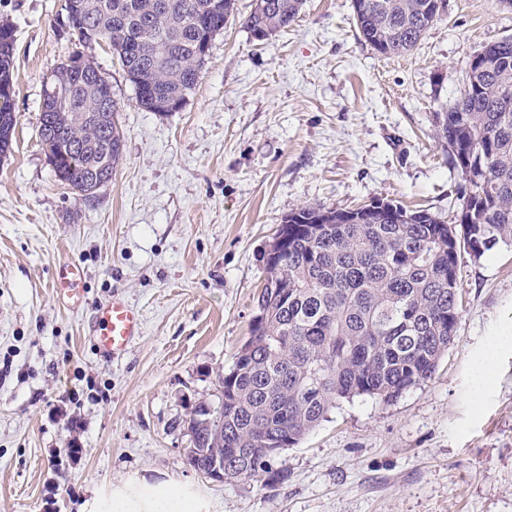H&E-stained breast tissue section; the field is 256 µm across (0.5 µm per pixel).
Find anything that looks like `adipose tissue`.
Instances as JSON below:
<instances>
[{
	"label": "adipose tissue",
	"mask_w": 512,
	"mask_h": 512,
	"mask_svg": "<svg viewBox=\"0 0 512 512\" xmlns=\"http://www.w3.org/2000/svg\"><path fill=\"white\" fill-rule=\"evenodd\" d=\"M91 512H200L199 503L182 488L140 481L137 487L120 490L111 501L94 500Z\"/></svg>",
	"instance_id": "obj_1"
}]
</instances>
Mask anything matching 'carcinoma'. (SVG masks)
<instances>
[{
    "instance_id": "obj_1",
    "label": "carcinoma",
    "mask_w": 512,
    "mask_h": 512,
    "mask_svg": "<svg viewBox=\"0 0 512 512\" xmlns=\"http://www.w3.org/2000/svg\"><path fill=\"white\" fill-rule=\"evenodd\" d=\"M68 36L82 46L107 40L138 104L161 113L185 102L205 64L200 46L224 30L235 0H75ZM303 0H255L243 25L266 40L288 27ZM358 30L383 57L410 53L440 18L438 0H352ZM13 26L0 21V83L13 82ZM463 90L434 114L436 136L461 175L466 217L447 222L425 210L379 199L350 210L302 207L277 234L288 237L282 261L264 269L260 319L221 380L224 401L184 420L186 456L195 470L215 458L255 481L269 472V448H290L343 399L390 402L431 379L455 340L459 254L475 258L512 239V36L482 47ZM105 76L88 64L72 77L60 70L66 112L41 113L56 128L52 160L74 149V164L51 163L57 180L89 200L99 177L122 155L112 100L98 95ZM14 102L0 94V153L12 144ZM380 212L367 220L362 212Z\"/></svg>"
}]
</instances>
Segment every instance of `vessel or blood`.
I'll list each match as a JSON object with an SVG mask.
<instances>
[{
	"label": "vessel or blood",
	"instance_id": "1",
	"mask_svg": "<svg viewBox=\"0 0 512 512\" xmlns=\"http://www.w3.org/2000/svg\"><path fill=\"white\" fill-rule=\"evenodd\" d=\"M55 286L58 296L68 307L76 309L82 306L85 273L79 264H61L56 271ZM143 333L144 321L141 313L117 294L97 308L90 329L98 354L109 360L125 354L134 340Z\"/></svg>",
	"mask_w": 512,
	"mask_h": 512
}]
</instances>
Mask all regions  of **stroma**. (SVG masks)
Listing matches in <instances>:
<instances>
[{
    "instance_id": "stroma-1",
    "label": "stroma",
    "mask_w": 512,
    "mask_h": 512,
    "mask_svg": "<svg viewBox=\"0 0 512 512\" xmlns=\"http://www.w3.org/2000/svg\"><path fill=\"white\" fill-rule=\"evenodd\" d=\"M62 3L0 0L17 118L0 157V512H87L144 478L185 488L203 512H512L511 244L461 252L455 342L430 380L389 403L341 401L260 481L196 472L182 425L199 403L220 405L264 249L290 213L388 199L451 218L462 179L434 114L472 55L512 35V9L448 0L411 54L385 58L351 0H306L266 41L243 25L253 0H236L195 91L167 116L138 104L107 43L89 46L123 152L85 201L57 181L39 135L45 81L71 50L55 27ZM71 261L86 273L77 311L55 293ZM115 292L146 329L106 362L89 323Z\"/></svg>"
}]
</instances>
